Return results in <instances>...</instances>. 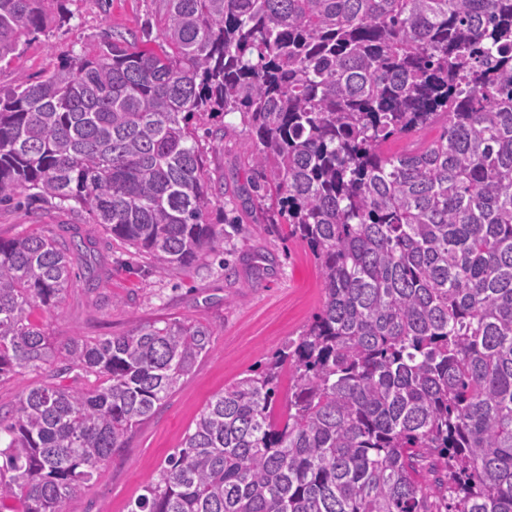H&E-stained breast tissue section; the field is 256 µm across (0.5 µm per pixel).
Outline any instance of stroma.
<instances>
[{
  "label": "stroma",
  "mask_w": 512,
  "mask_h": 512,
  "mask_svg": "<svg viewBox=\"0 0 512 512\" xmlns=\"http://www.w3.org/2000/svg\"><path fill=\"white\" fill-rule=\"evenodd\" d=\"M155 0H68L69 23L23 37L20 53L0 66V89L17 76L37 82L106 32L140 34L153 20ZM228 125L234 132L218 142L201 136L199 147L214 182L227 190L243 185L244 157L251 135L239 114L203 119L202 128ZM210 221L224 227L219 250L196 261L156 271L151 260L112 238L100 225L53 207L0 205V238L54 235L91 242L90 258L74 257V285L58 315L35 312L56 344L71 337L120 335L166 319L199 320L211 326L213 347L199 359L185 384L149 420L137 426L126 448L103 467L82 497L65 512H130L149 478L178 448L187 427L210 397L262 361L285 340L298 338L322 307L318 270L307 246L284 224H269L261 211L240 212L236 223L214 208ZM94 268L95 290L85 286Z\"/></svg>",
  "instance_id": "1"
}]
</instances>
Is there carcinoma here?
Wrapping results in <instances>:
<instances>
[{"mask_svg":"<svg viewBox=\"0 0 512 512\" xmlns=\"http://www.w3.org/2000/svg\"><path fill=\"white\" fill-rule=\"evenodd\" d=\"M0 93V204L50 203L183 266L224 242L194 119L239 113L251 207L275 195L324 300L214 394L130 512H512V0H159ZM65 0H0V63ZM414 151L388 145L422 129ZM83 242L0 239V501L64 512L212 348L162 320L58 347ZM293 384L275 417L285 368ZM62 364H54L45 367L38 372H27L12 378L0 381V406L3 411L7 410L16 400L19 392L26 386H34L42 383L51 375H58ZM59 376H62L59 378ZM57 380L63 384H69L70 380L66 375L59 374Z\"/></svg>","mask_w":512,"mask_h":512,"instance_id":"cac0c4a2","label":"carcinoma"}]
</instances>
